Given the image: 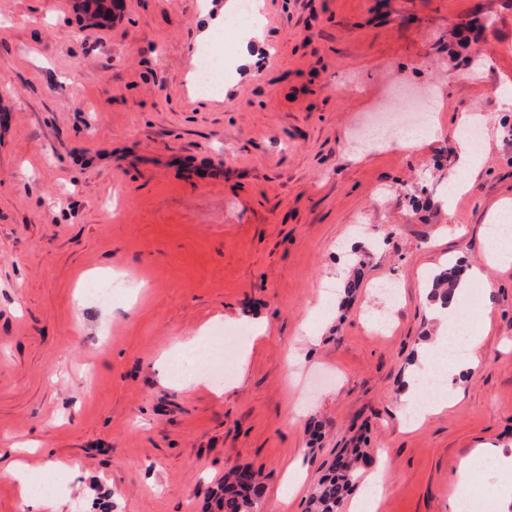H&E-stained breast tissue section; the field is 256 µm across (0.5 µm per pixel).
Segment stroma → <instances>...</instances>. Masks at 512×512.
Here are the masks:
<instances>
[{
    "label": "stroma",
    "instance_id": "1",
    "mask_svg": "<svg viewBox=\"0 0 512 512\" xmlns=\"http://www.w3.org/2000/svg\"><path fill=\"white\" fill-rule=\"evenodd\" d=\"M223 6L115 0L84 30L70 0H0V448L44 478L69 463L58 512H209L233 466L261 471V512H305L345 448L395 473L376 512H449L462 458L512 455V269L484 245L512 199L494 95L512 0H265L258 62L215 38L230 75L204 99L187 75ZM407 89L442 136L353 145ZM470 110L491 137L474 173L455 139ZM444 254L489 272L483 357L408 431L398 398L436 331L420 283ZM257 318L229 393L163 380L166 354Z\"/></svg>",
    "mask_w": 512,
    "mask_h": 512
}]
</instances>
